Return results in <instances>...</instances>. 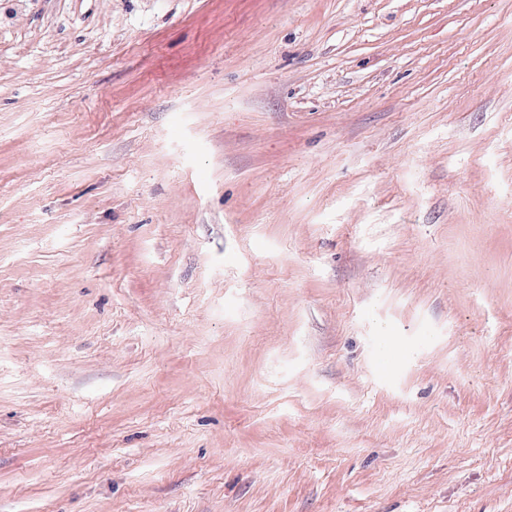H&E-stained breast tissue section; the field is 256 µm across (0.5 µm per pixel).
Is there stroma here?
I'll return each instance as SVG.
<instances>
[{
    "instance_id": "stroma-1",
    "label": "stroma",
    "mask_w": 512,
    "mask_h": 512,
    "mask_svg": "<svg viewBox=\"0 0 512 512\" xmlns=\"http://www.w3.org/2000/svg\"><path fill=\"white\" fill-rule=\"evenodd\" d=\"M0 512H512V0H0Z\"/></svg>"
}]
</instances>
